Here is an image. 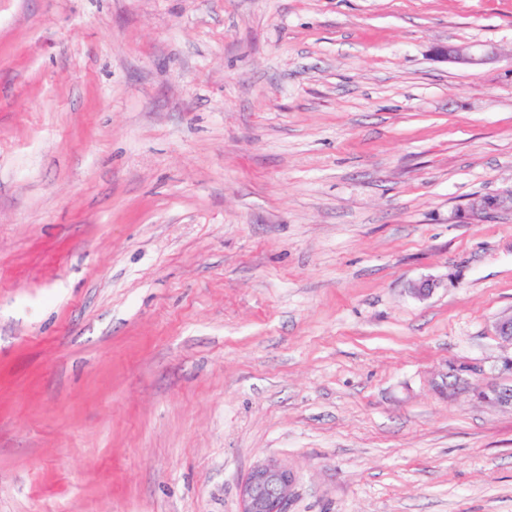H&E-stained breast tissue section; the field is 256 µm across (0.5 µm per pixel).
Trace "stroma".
I'll return each instance as SVG.
<instances>
[{"label":"stroma","mask_w":512,"mask_h":512,"mask_svg":"<svg viewBox=\"0 0 512 512\" xmlns=\"http://www.w3.org/2000/svg\"><path fill=\"white\" fill-rule=\"evenodd\" d=\"M509 188L512 0H0V512H512ZM492 49H480V50H464L458 48L447 47L444 49L437 50V55L445 59H453L458 63L479 65L492 59L494 56ZM506 206L512 207V188L503 195L475 198L468 206L458 211L455 216L459 221H467L473 218H488ZM477 397L495 407L512 411V382L510 384L488 382L475 389ZM294 476L270 460L255 466L239 485V512H288Z\"/></svg>","instance_id":"stroma-1"}]
</instances>
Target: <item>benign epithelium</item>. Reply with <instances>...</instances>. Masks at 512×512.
<instances>
[{
    "label": "benign epithelium",
    "mask_w": 512,
    "mask_h": 512,
    "mask_svg": "<svg viewBox=\"0 0 512 512\" xmlns=\"http://www.w3.org/2000/svg\"><path fill=\"white\" fill-rule=\"evenodd\" d=\"M445 59L479 65L492 59L491 49L464 50L447 47L437 51ZM512 207V189L503 195L482 196L456 213L460 221L488 218L498 210ZM499 339L512 346V314L499 317L494 323ZM477 397L495 407L512 410V383L488 382L475 389ZM294 476L287 467L270 460L255 466L239 485L240 512H288V502Z\"/></svg>",
    "instance_id": "1"
}]
</instances>
